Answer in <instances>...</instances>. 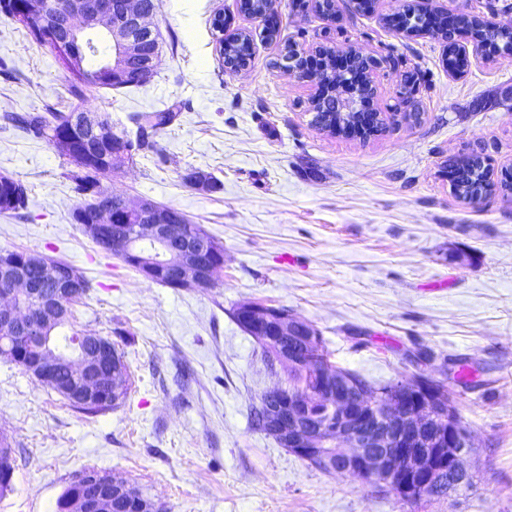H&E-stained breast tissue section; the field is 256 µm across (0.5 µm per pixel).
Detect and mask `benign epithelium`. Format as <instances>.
Instances as JSON below:
<instances>
[{
	"mask_svg": "<svg viewBox=\"0 0 512 512\" xmlns=\"http://www.w3.org/2000/svg\"><path fill=\"white\" fill-rule=\"evenodd\" d=\"M39 33L61 39L71 52V61H82L85 45L95 37H106L113 45L108 69L115 82L149 81L159 54L141 60L139 51L125 36V28H153L142 0H70L68 11L56 13L42 0H17ZM372 69L363 79L368 86L366 105L373 107L377 88L374 73L388 67L386 59L367 55ZM72 125L88 129L97 137L96 146L78 144L72 133L53 139V145L74 164L87 167L99 158L112 163V171L128 164L129 150L119 136L103 125L101 115L78 112ZM82 229L91 238L116 248L122 259L147 280L182 288L191 281L198 288L213 287V277L223 256L202 236L185 235L177 229L184 223L181 211L144 198L135 204L114 193L100 196L82 215ZM47 285L36 286L24 261L0 262V271L12 289L0 295V334L12 336L8 358H24L23 369L75 406L104 404L112 400V369L122 359L112 339L84 334L70 347L54 344L58 331L68 321L66 300L84 288L78 276L59 277L54 266H44ZM236 315L254 338L270 344L295 360L312 361L318 345L312 326L285 309L248 302ZM74 368L81 380L73 385L57 384L60 367ZM316 394L332 408L324 419L311 411L309 395L276 388L260 405L264 427L291 453L307 461L325 460L324 444L336 441L339 451L335 471L367 482H377L407 501L429 496L445 483L457 484L472 476L467 459L473 453L468 432L454 424L444 399L427 389L405 400L394 393L380 401L336 384L325 374ZM16 459L11 449L0 452V483L12 482ZM57 512H158L156 503L109 473L89 469L80 474L57 503Z\"/></svg>",
	"mask_w": 512,
	"mask_h": 512,
	"instance_id": "obj_1",
	"label": "benign epithelium"
}]
</instances>
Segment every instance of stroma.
I'll return each mask as SVG.
<instances>
[{"instance_id": "1", "label": "stroma", "mask_w": 512, "mask_h": 512, "mask_svg": "<svg viewBox=\"0 0 512 512\" xmlns=\"http://www.w3.org/2000/svg\"><path fill=\"white\" fill-rule=\"evenodd\" d=\"M341 0L328 19L297 0H274V36L239 0H159V65L140 87L88 92L85 109L113 133L142 112L172 111L155 151L103 179L130 201L177 208L224 248L211 288L145 280L75 224L71 166L11 121L70 111L74 100L49 47L0 15V175L21 181L28 206L0 213V248L62 259L91 281L75 304L78 328L122 330L130 371L119 407L88 416L0 358V433L15 450L13 489L0 512H56L88 469L116 474L160 512H512V197L457 198L448 165L478 150L492 179L512 169V58L470 53L452 77L446 49L407 37L387 16ZM427 11L473 12L512 26V0H419ZM251 34L253 55L225 72L215 17ZM354 48L391 56L376 76L388 129L368 140L317 129L314 85L277 65L284 46ZM417 71L420 120L399 118L398 91ZM210 173L220 190L186 183ZM246 302L288 309L316 328L337 367L383 384L420 369L449 388L474 453L472 489L406 501L356 477L320 471L256 430L251 408L287 387L258 343L231 318Z\"/></svg>"}]
</instances>
